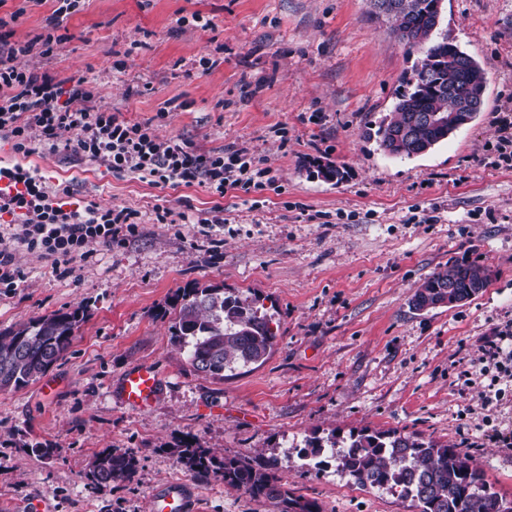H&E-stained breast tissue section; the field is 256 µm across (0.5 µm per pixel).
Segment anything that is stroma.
Here are the masks:
<instances>
[{
	"label": "stroma",
	"mask_w": 512,
	"mask_h": 512,
	"mask_svg": "<svg viewBox=\"0 0 512 512\" xmlns=\"http://www.w3.org/2000/svg\"><path fill=\"white\" fill-rule=\"evenodd\" d=\"M443 5L441 33L485 71L484 104L472 123L412 158L364 137L419 59L369 0H81L59 28L64 52L30 57L61 77L93 76L97 98L129 120L166 112L161 137L205 151L247 148L278 188L218 197L115 176L63 151L24 156L0 141V164L37 170L72 204L128 207L140 218L136 238L65 278L37 255L16 254L26 281L0 288V330L78 307L86 319L43 377L0 390V508L45 496L56 512H149L161 483L191 478L177 455L190 441L220 457L277 459L288 490L322 512H417L334 464L306 466L291 444L368 428L462 449L477 428L512 432V393L486 406L490 375L459 378L486 337L512 329V161L495 148L498 120L512 111V0ZM54 7L6 0L0 16L19 14L10 42L43 33ZM313 161L337 166L343 179L308 174ZM162 202L188 223H156ZM217 205L221 224L210 221ZM454 260L488 266L487 288L456 307L412 310L415 289ZM194 284L261 297L279 324L266 362L222 379L191 369L169 327L175 294ZM144 363L158 368L161 392L134 412L110 389ZM48 381L54 393H44ZM109 449L134 452L137 470L99 489L88 463ZM471 454L512 500V447L488 442ZM195 486L203 512H279L218 475Z\"/></svg>",
	"instance_id": "1"
}]
</instances>
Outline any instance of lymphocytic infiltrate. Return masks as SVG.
Returning a JSON list of instances; mask_svg holds the SVG:
<instances>
[{"mask_svg":"<svg viewBox=\"0 0 512 512\" xmlns=\"http://www.w3.org/2000/svg\"><path fill=\"white\" fill-rule=\"evenodd\" d=\"M57 7L39 38L22 44L0 39V138L25 155L64 150L103 164L113 174L135 173L157 186L194 184L224 195L231 189L261 191L273 186L268 169L247 149L204 152L189 143L161 138L156 121L131 122L119 110L97 102L87 77L60 78L29 67L25 57L58 55L64 40L56 31L80 0H56ZM16 184L0 193V216L15 226L0 237V288L18 287L25 278L16 263L24 249L49 261L58 276L72 273L91 246L121 245L138 230V213L90 203L66 208L35 170L21 164L0 166V179Z\"/></svg>","mask_w":512,"mask_h":512,"instance_id":"f902f5d3","label":"lymphocytic infiltrate"}]
</instances>
